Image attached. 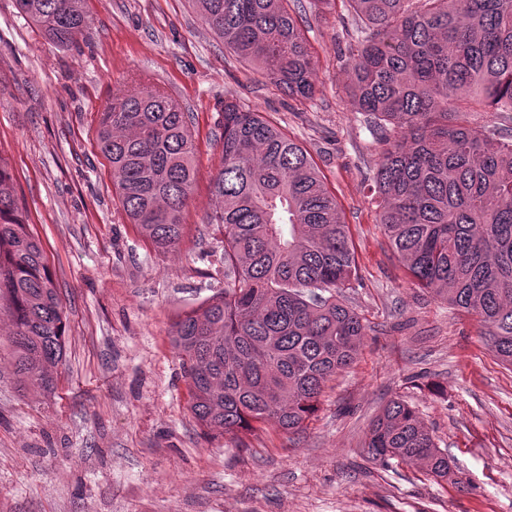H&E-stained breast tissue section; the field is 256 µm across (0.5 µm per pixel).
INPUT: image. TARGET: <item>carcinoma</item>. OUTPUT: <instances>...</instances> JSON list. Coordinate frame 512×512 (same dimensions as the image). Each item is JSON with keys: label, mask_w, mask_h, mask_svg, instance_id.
I'll return each instance as SVG.
<instances>
[{"label": "carcinoma", "mask_w": 512, "mask_h": 512, "mask_svg": "<svg viewBox=\"0 0 512 512\" xmlns=\"http://www.w3.org/2000/svg\"><path fill=\"white\" fill-rule=\"evenodd\" d=\"M58 47L90 27L83 0H13ZM224 49L293 98L314 94V61L288 0H191ZM341 56L357 111L377 135L371 190L379 224L411 281L477 316L512 367V133L469 112L512 114V0H349ZM222 162L207 223L224 229V294L179 316L172 342L190 411L207 432L301 429L325 383L353 363L365 335L340 299L355 252L336 196L308 153L236 98L224 99ZM97 147L116 196L158 252L178 247L195 181L188 115L139 83L100 113ZM0 311L18 374L52 389L67 313L13 170L0 155ZM368 458L451 476L418 412L392 399L373 421Z\"/></svg>", "instance_id": "1"}]
</instances>
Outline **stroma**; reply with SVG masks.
Masks as SVG:
<instances>
[{
	"label": "stroma",
	"mask_w": 512,
	"mask_h": 512,
	"mask_svg": "<svg viewBox=\"0 0 512 512\" xmlns=\"http://www.w3.org/2000/svg\"><path fill=\"white\" fill-rule=\"evenodd\" d=\"M84 8L90 29L60 49L0 0V151L68 315L49 394L20 387L0 316V512H512V371L476 316L410 281L377 222L381 147L341 69L347 0L294 5L316 61L309 99L228 56L190 0ZM139 82L176 100L194 135L186 231L166 255L125 216L95 141L100 112ZM229 93L308 151L355 248L343 296L366 334L292 433H205L172 344L177 316L224 291V236L205 216ZM393 398L447 450L453 480L368 459L370 424Z\"/></svg>",
	"instance_id": "35a3bbf8"
}]
</instances>
